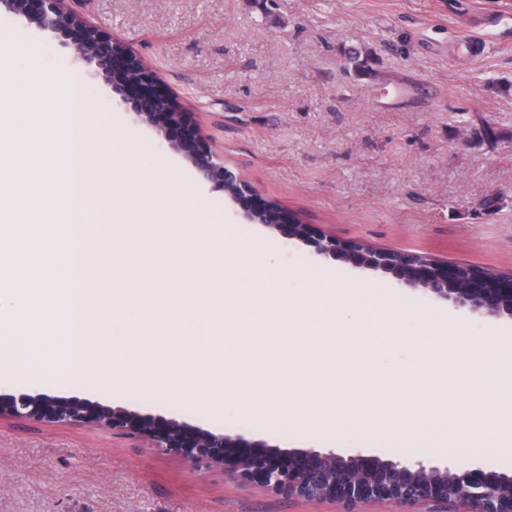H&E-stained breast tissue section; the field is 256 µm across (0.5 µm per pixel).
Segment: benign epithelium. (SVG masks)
Wrapping results in <instances>:
<instances>
[{"label":"benign epithelium","instance_id":"7a95c632","mask_svg":"<svg viewBox=\"0 0 512 512\" xmlns=\"http://www.w3.org/2000/svg\"><path fill=\"white\" fill-rule=\"evenodd\" d=\"M70 0H0V7L49 32L71 48L76 59L93 64L96 75L128 109L194 166L201 178L227 193L243 217L267 225L290 241L310 244L316 254L355 267L379 270L437 300L512 321V274L488 286L483 271L466 264L440 263L425 256L377 249L361 241H343L314 231L310 224L288 223V212L267 224L271 206L258 200L243 176L224 165L209 139L197 129L176 97L137 58L130 46L88 21ZM67 424H98L144 439L197 465H222L234 477L290 498L332 500L355 512L372 500L397 506L446 499L465 512H512V470L443 468L423 460L405 463L378 456H346L333 449L288 450L242 435L190 428L175 419L155 418L124 407L78 398L20 393L0 396V416Z\"/></svg>","mask_w":512,"mask_h":512}]
</instances>
